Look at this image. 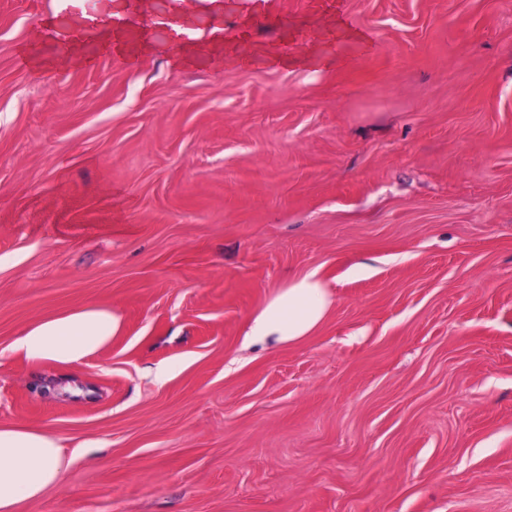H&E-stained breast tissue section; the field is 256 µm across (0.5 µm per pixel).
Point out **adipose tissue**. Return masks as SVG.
Returning a JSON list of instances; mask_svg holds the SVG:
<instances>
[{"mask_svg": "<svg viewBox=\"0 0 512 512\" xmlns=\"http://www.w3.org/2000/svg\"><path fill=\"white\" fill-rule=\"evenodd\" d=\"M334 296L316 272L289 276L256 311L249 334L277 344L310 336L325 320ZM122 328L113 309L89 304L43 317L13 345L34 363L72 366L107 346ZM70 465L58 438L50 431L19 425L0 426V512H19L58 486Z\"/></svg>", "mask_w": 512, "mask_h": 512, "instance_id": "obj_1", "label": "adipose tissue"}]
</instances>
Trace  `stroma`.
Returning a JSON list of instances; mask_svg holds the SVG:
<instances>
[{
  "label": "stroma",
  "instance_id": "1",
  "mask_svg": "<svg viewBox=\"0 0 512 512\" xmlns=\"http://www.w3.org/2000/svg\"><path fill=\"white\" fill-rule=\"evenodd\" d=\"M0 425L71 461L20 512H512V0H0ZM334 296L317 273L288 276L252 316L246 336L289 344L310 336L325 320ZM122 328L113 309L95 304L43 317L13 344V351L34 363L73 366L107 346Z\"/></svg>",
  "mask_w": 512,
  "mask_h": 512
}]
</instances>
